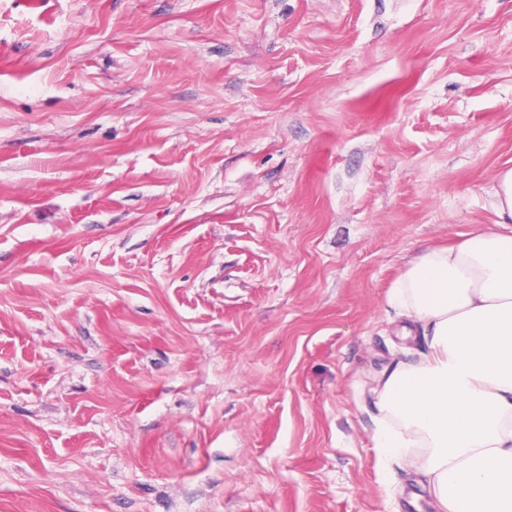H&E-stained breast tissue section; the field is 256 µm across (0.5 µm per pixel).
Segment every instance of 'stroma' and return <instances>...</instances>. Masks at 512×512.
Instances as JSON below:
<instances>
[{
    "instance_id": "obj_1",
    "label": "stroma",
    "mask_w": 512,
    "mask_h": 512,
    "mask_svg": "<svg viewBox=\"0 0 512 512\" xmlns=\"http://www.w3.org/2000/svg\"><path fill=\"white\" fill-rule=\"evenodd\" d=\"M509 167L512 0H0V512H434L386 297Z\"/></svg>"
}]
</instances>
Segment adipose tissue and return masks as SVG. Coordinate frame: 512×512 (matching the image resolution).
Wrapping results in <instances>:
<instances>
[{
	"mask_svg": "<svg viewBox=\"0 0 512 512\" xmlns=\"http://www.w3.org/2000/svg\"><path fill=\"white\" fill-rule=\"evenodd\" d=\"M387 304L421 352L374 390L380 462L415 460L437 512H512V232L429 248Z\"/></svg>",
	"mask_w": 512,
	"mask_h": 512,
	"instance_id": "1",
	"label": "adipose tissue"
}]
</instances>
